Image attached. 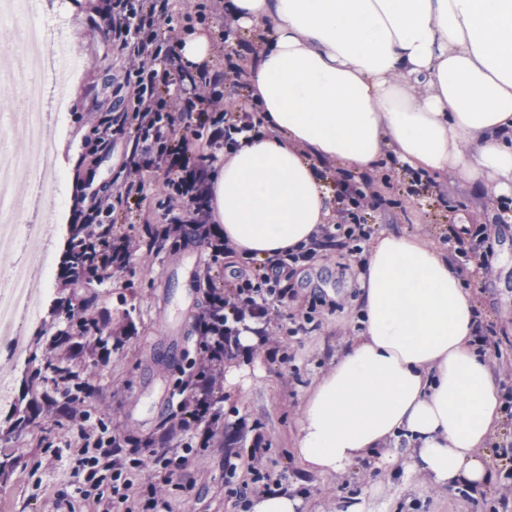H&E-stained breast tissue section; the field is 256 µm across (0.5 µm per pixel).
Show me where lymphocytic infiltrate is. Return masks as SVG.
<instances>
[{"mask_svg": "<svg viewBox=\"0 0 512 512\" xmlns=\"http://www.w3.org/2000/svg\"><path fill=\"white\" fill-rule=\"evenodd\" d=\"M180 36L172 0H112V39L125 52L131 109L109 119L89 112L85 122L103 144L125 128H132L133 158L125 165L112 194L92 193L91 212L78 235L84 262L71 267L69 285L108 279L126 268L134 243L127 237H112L114 213L130 202L141 205L145 199L143 171L162 161L168 164L164 173L166 206L173 213L165 234H180L187 225L202 231L215 264L223 263L231 251L208 223L212 201L208 159L201 156L190 165L174 162L173 156L182 146L173 140V125L176 119H183L195 137L207 138L214 147L231 148L237 146L239 137L259 134L260 124L240 102L243 68L231 62L216 74L203 68L187 71L171 49ZM163 70L178 75L183 95L161 92L159 73ZM381 198L379 181L372 177L344 189L337 196L338 221L326 225L325 235L341 237L352 254H363L373 233L365 214ZM287 294L278 276L261 268L235 284L209 289L207 304L196 323L198 356L189 381L177 386L180 399L172 430L176 444L168 453L150 447L128 452L114 434L111 420H98L92 446L80 449L72 467L87 512H112L114 504L126 503V491L136 476L143 479L146 507L152 512L168 507L169 488L178 470L196 460L199 449L208 447L213 429L222 419L224 359L238 350L242 326L256 324L258 342L254 349L262 351L269 342V302Z\"/></svg>", "mask_w": 512, "mask_h": 512, "instance_id": "f902f5d3", "label": "lymphocytic infiltrate"}]
</instances>
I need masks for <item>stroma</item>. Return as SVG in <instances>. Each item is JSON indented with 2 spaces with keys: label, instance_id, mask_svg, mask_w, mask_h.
Wrapping results in <instances>:
<instances>
[{
  "label": "stroma",
  "instance_id": "obj_1",
  "mask_svg": "<svg viewBox=\"0 0 512 512\" xmlns=\"http://www.w3.org/2000/svg\"><path fill=\"white\" fill-rule=\"evenodd\" d=\"M40 10L64 25L83 65L60 89L69 101L56 129L63 180L41 200V216L55 228L52 274L37 288L41 318L23 325L14 345L0 346V361L12 368L0 376L11 393L9 403L0 404V512H81L71 460L84 440L67 417L66 392L43 371L46 360L79 375L86 386L85 410L95 419L113 416L125 449L161 444L173 408L160 406L159 399L190 373L208 286L223 287L252 269L212 264L192 228L163 237L167 219L159 185L166 167L159 164L144 172L149 210L118 211L112 228L140 244L125 271L82 288L63 287L61 255L75 235L77 214L90 205L84 185L90 181L111 190L130 160L133 134L124 130L102 146L81 119L91 108L113 113L127 105L122 59L105 31V0H42ZM195 31L210 37L212 72L224 69L227 52L258 49L264 40L258 29L246 35L225 32L220 14ZM381 174L388 185L384 203L371 213L374 230L400 227L442 246L459 225H487L483 248L489 269L481 275L468 269L464 275L484 326L492 330L491 347L512 361V200L470 185L456 172L423 176L417 187L411 184L412 170L387 165ZM358 262L339 244L282 272L288 302L270 304L275 344L259 355L265 375L249 387L225 391L224 420L203 451L207 466L201 470L189 463L179 471L169 492L173 512H240L228 494L227 460L250 448L259 433L269 442L273 478L285 486L304 484L298 512H341L350 502L363 503L365 512H512L510 416L489 451L495 479L481 490H443L407 471L402 444L390 469L378 467L373 455L343 474L318 475L302 465L295 439L303 401L356 332ZM190 278L196 291L188 298L184 289ZM75 298L84 302L95 327L70 331L66 343H57V334L67 329L65 309ZM308 311L314 320L305 325L301 316Z\"/></svg>",
  "mask_w": 512,
  "mask_h": 512
}]
</instances>
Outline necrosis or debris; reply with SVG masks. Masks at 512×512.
<instances>
[{"label":"necrosis or debris","mask_w":512,"mask_h":512,"mask_svg":"<svg viewBox=\"0 0 512 512\" xmlns=\"http://www.w3.org/2000/svg\"><path fill=\"white\" fill-rule=\"evenodd\" d=\"M58 41L52 38L42 22L30 24L20 49L34 62L40 80L29 81L21 71L13 77L23 90L24 104L9 116L12 131L22 133L27 150L0 156V248L20 255L16 265L0 276V341L11 340L24 322L37 321L39 310L32 293L35 274H46L50 251V231L41 237L22 235L16 223V202L9 184L10 175L23 174L37 168L45 172L58 171L56 119L66 111L68 101L57 94L55 87L64 68L79 69L78 57L61 58Z\"/></svg>","instance_id":"4bbe7bcc"}]
</instances>
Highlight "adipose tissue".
Listing matches in <instances>:
<instances>
[{"label":"adipose tissue","instance_id":"adipose-tissue-1","mask_svg":"<svg viewBox=\"0 0 512 512\" xmlns=\"http://www.w3.org/2000/svg\"><path fill=\"white\" fill-rule=\"evenodd\" d=\"M226 12L240 32L265 34L246 90L262 133L211 178L232 261L320 242L334 218L331 162L356 176L389 161L459 171L512 194V0H228ZM359 283V333L304 401L305 469L343 473L377 450L392 464L402 440L410 470L483 489L504 405L458 266L433 242L386 230Z\"/></svg>","mask_w":512,"mask_h":512}]
</instances>
